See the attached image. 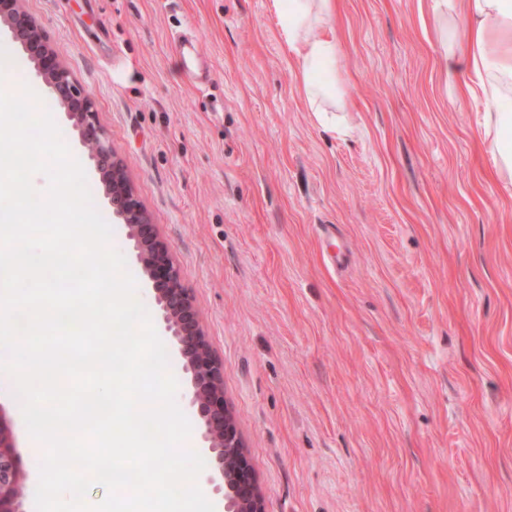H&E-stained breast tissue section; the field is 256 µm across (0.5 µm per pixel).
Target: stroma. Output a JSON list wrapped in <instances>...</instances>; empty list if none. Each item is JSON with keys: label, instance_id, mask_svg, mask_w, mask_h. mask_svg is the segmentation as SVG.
<instances>
[{"label": "stroma", "instance_id": "35a3bbf8", "mask_svg": "<svg viewBox=\"0 0 512 512\" xmlns=\"http://www.w3.org/2000/svg\"><path fill=\"white\" fill-rule=\"evenodd\" d=\"M168 241L224 364L264 512H512V198L441 63L429 0H339L346 128L297 89L273 0H23ZM200 41L198 86L176 38ZM14 84L82 165L150 316L133 242L55 92ZM191 424V375L164 337ZM36 512L13 379L0 374Z\"/></svg>", "mask_w": 512, "mask_h": 512}]
</instances>
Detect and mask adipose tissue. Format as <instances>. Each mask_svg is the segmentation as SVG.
I'll return each instance as SVG.
<instances>
[{
  "label": "adipose tissue",
  "instance_id": "ef3b65f1",
  "mask_svg": "<svg viewBox=\"0 0 512 512\" xmlns=\"http://www.w3.org/2000/svg\"><path fill=\"white\" fill-rule=\"evenodd\" d=\"M307 109L329 125L341 67L336 0H273ZM442 59L462 96L484 105L480 136L497 193L512 197V0H431Z\"/></svg>",
  "mask_w": 512,
  "mask_h": 512
}]
</instances>
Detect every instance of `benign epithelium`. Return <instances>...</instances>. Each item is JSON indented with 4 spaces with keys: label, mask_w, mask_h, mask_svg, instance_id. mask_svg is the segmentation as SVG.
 Segmentation results:
<instances>
[{
    "label": "benign epithelium",
    "mask_w": 512,
    "mask_h": 512,
    "mask_svg": "<svg viewBox=\"0 0 512 512\" xmlns=\"http://www.w3.org/2000/svg\"><path fill=\"white\" fill-rule=\"evenodd\" d=\"M0 21L20 40L35 63L37 75L61 94L66 116L77 128L80 143L105 182L112 214L129 230L136 259L153 284L160 319L191 373L192 403L224 481L225 512H263L252 465L224 400L223 363L211 349L195 299L183 283L168 242L151 224L123 164L98 124L94 101L77 89L71 72L40 25L23 9L22 0H0ZM26 479L11 419L0 407V512H24Z\"/></svg>",
    "instance_id": "benign-epithelium-1"
}]
</instances>
